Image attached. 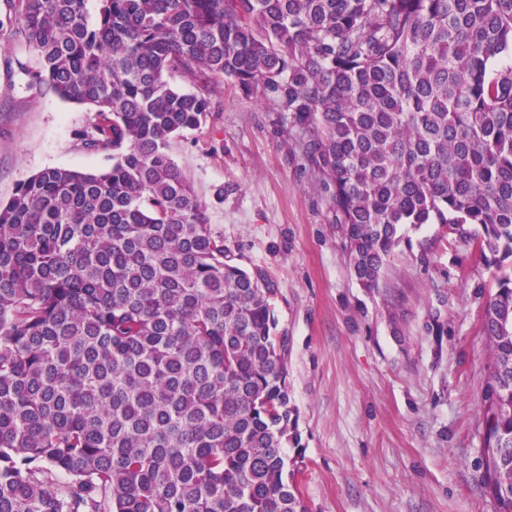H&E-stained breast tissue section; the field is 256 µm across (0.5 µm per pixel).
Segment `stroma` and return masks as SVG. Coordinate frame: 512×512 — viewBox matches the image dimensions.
I'll return each mask as SVG.
<instances>
[{
  "instance_id": "obj_1",
  "label": "stroma",
  "mask_w": 512,
  "mask_h": 512,
  "mask_svg": "<svg viewBox=\"0 0 512 512\" xmlns=\"http://www.w3.org/2000/svg\"><path fill=\"white\" fill-rule=\"evenodd\" d=\"M0 36V202L48 167L95 172L88 107L30 85ZM172 155L229 259L276 283L308 512H497L487 491L482 334L495 270L441 224L407 229L376 288L354 277L329 195L287 115L225 86L223 109Z\"/></svg>"
}]
</instances>
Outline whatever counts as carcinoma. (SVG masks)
Here are the masks:
<instances>
[{"instance_id": "carcinoma-1", "label": "carcinoma", "mask_w": 512, "mask_h": 512, "mask_svg": "<svg viewBox=\"0 0 512 512\" xmlns=\"http://www.w3.org/2000/svg\"><path fill=\"white\" fill-rule=\"evenodd\" d=\"M6 2L111 164L0 204V512H307L275 283L227 259L171 152L226 79L302 129L363 287L424 224L509 269L482 463L512 512V0Z\"/></svg>"}]
</instances>
